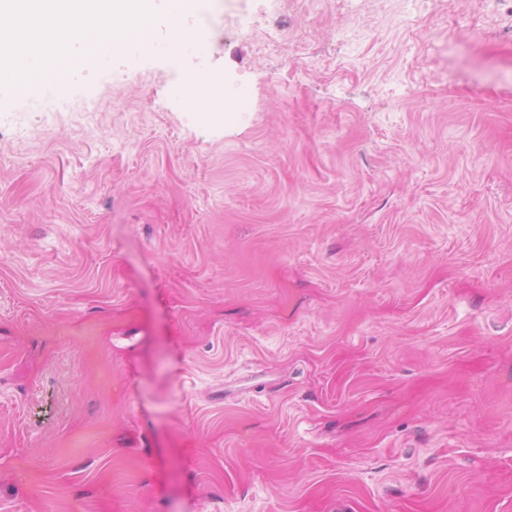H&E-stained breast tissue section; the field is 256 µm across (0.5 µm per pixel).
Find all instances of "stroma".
Instances as JSON below:
<instances>
[{
  "label": "stroma",
  "mask_w": 512,
  "mask_h": 512,
  "mask_svg": "<svg viewBox=\"0 0 512 512\" xmlns=\"http://www.w3.org/2000/svg\"><path fill=\"white\" fill-rule=\"evenodd\" d=\"M0 109V512H512V0H213Z\"/></svg>",
  "instance_id": "1"
}]
</instances>
